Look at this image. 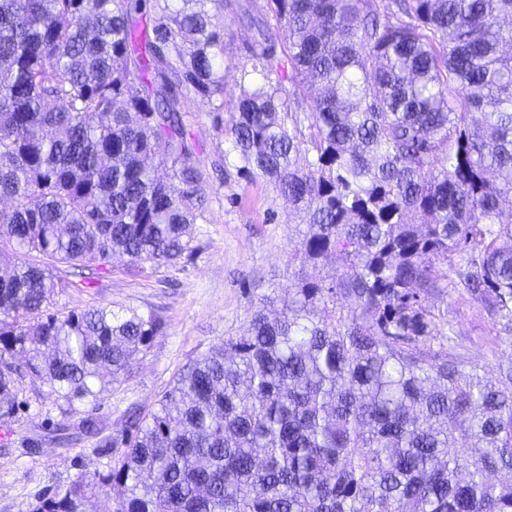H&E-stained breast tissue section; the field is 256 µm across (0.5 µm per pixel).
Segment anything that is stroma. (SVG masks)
I'll return each instance as SVG.
<instances>
[{
    "label": "stroma",
    "mask_w": 512,
    "mask_h": 512,
    "mask_svg": "<svg viewBox=\"0 0 512 512\" xmlns=\"http://www.w3.org/2000/svg\"><path fill=\"white\" fill-rule=\"evenodd\" d=\"M238 0H220L212 11L224 25L226 52L222 68L235 70L257 44L253 27L237 13ZM239 94L234 82L224 90L222 114L207 101L190 97L185 121L197 144L196 165L208 185L205 218L190 229L195 253L183 266L145 269L129 275L127 259L118 255L91 288H74L56 296L60 308L109 305L156 313L164 320L146 354L130 376L109 385L96 407L82 406L70 423L92 416L97 434L70 445L51 441L48 430L62 417L48 385L25 377L19 384L24 408L0 421V512H33L40 498L64 491L80 475L107 473L103 439L122 438L129 412L148 416L179 375L211 347L229 336L243 335L260 298L271 297L268 313L287 296L304 272L302 235L292 205L263 179L238 171L226 159L228 131ZM426 307L452 325L458 351L478 363L486 380L512 364V332L494 322L468 295H429Z\"/></svg>",
    "instance_id": "obj_1"
}]
</instances>
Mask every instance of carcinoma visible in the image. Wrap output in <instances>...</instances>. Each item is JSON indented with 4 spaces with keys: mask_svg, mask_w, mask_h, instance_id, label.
Masks as SVG:
<instances>
[{
    "mask_svg": "<svg viewBox=\"0 0 512 512\" xmlns=\"http://www.w3.org/2000/svg\"><path fill=\"white\" fill-rule=\"evenodd\" d=\"M208 2L0 0V241L15 255L1 421L27 375L64 414L95 406L163 330L109 305L51 310L73 283L50 268L192 257L207 185L184 101L224 95L226 78ZM237 9L262 43L233 76L230 152L292 202L306 262L336 256V277H301L272 317L260 302L246 335L130 420L106 475L35 512H80L95 489L113 512H512V481L491 479L512 473V366L487 383L436 352L422 299L448 265L512 324V0Z\"/></svg>",
    "mask_w": 512,
    "mask_h": 512,
    "instance_id": "obj_1",
    "label": "carcinoma"
}]
</instances>
